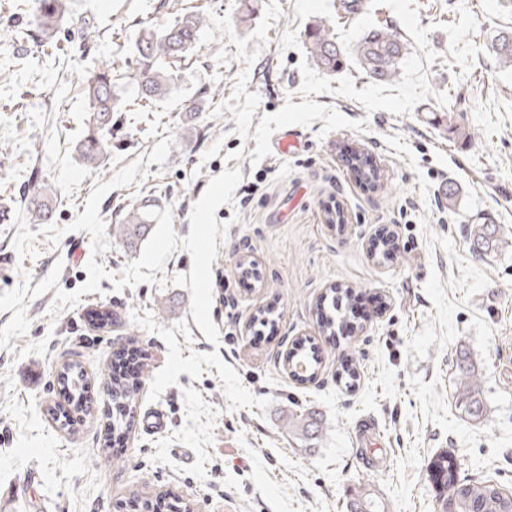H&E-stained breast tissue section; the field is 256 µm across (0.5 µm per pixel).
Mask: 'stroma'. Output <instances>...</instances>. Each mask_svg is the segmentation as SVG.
I'll return each instance as SVG.
<instances>
[{"label": "stroma", "mask_w": 512, "mask_h": 512, "mask_svg": "<svg viewBox=\"0 0 512 512\" xmlns=\"http://www.w3.org/2000/svg\"><path fill=\"white\" fill-rule=\"evenodd\" d=\"M63 2L47 40L38 0H0V487L18 491L11 512H131L161 492L192 512H349L360 496L366 512H438L429 468L442 452L461 474L484 472L512 492V68L488 50L512 11L500 0H363L352 13L342 0H251L249 13L244 0H186L207 24L177 65L179 89L135 112L136 33L169 25L170 9ZM317 22L343 49L374 27L399 31L409 53L397 78L373 80L350 57L336 74L318 71L306 40ZM88 28L99 39L86 49ZM103 58L122 78L107 161L93 170L75 145L89 118L81 82ZM286 130L297 144L284 152ZM353 152L374 158L379 185L357 177ZM235 168L265 181L249 205L215 213L230 228L212 264L214 344L192 319L189 289H116L139 254L112 228L151 199L188 236L194 202ZM32 179L52 192L49 223L29 219ZM336 208L341 222L328 223ZM477 224L494 227L498 249L473 253ZM386 227L401 244L390 260L373 252ZM245 260L255 284L241 279ZM335 286L383 302L341 339L317 319ZM269 305L279 320L256 335L253 316ZM135 312L167 328L186 322L182 357L218 352L269 408L229 410L213 367L149 400L167 346ZM301 341L320 356L307 383L284 362ZM131 344L147 366L116 467L101 451L112 419L101 366ZM461 351L486 405L477 421L460 405ZM70 360L87 374L93 410L63 428L51 410ZM345 360L359 372L351 389L336 378ZM363 420L374 425L365 439Z\"/></svg>", "instance_id": "1"}]
</instances>
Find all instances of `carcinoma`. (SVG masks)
Masks as SVG:
<instances>
[{
    "label": "carcinoma",
    "mask_w": 512,
    "mask_h": 512,
    "mask_svg": "<svg viewBox=\"0 0 512 512\" xmlns=\"http://www.w3.org/2000/svg\"><path fill=\"white\" fill-rule=\"evenodd\" d=\"M63 0H39L37 25L44 34L56 31L64 20ZM206 23L204 13L194 6L177 10L173 22L163 29L151 26L139 28L134 41L136 55L135 77L141 88L137 98V110L147 111V106L158 98L172 95L176 89L177 75L171 64L187 57L196 47L201 30ZM309 56L318 70L332 74L343 67L344 52L336 42L333 29L323 23H317L307 35ZM488 49L499 64L512 67V30H504L492 40ZM407 51V42L392 28H375L367 32L350 49L351 54L369 77L377 81H389L397 77L399 65ZM116 71L112 63L105 62L83 80V94L90 112L89 126L79 140L76 151L80 160L87 166L99 168L105 164L108 153V140L104 132L112 130V113L118 105L115 87ZM33 207L29 210L35 224H46L53 216L50 198L42 193L43 186L37 182L31 184ZM155 209V202L143 200L132 205L124 214L122 223L113 226V236L130 248L145 241L153 229L154 220L145 212ZM473 241L484 251L498 245L495 233L487 225L480 224L474 230ZM351 288H336L332 291L330 304L321 309L319 317L321 328L333 331L336 328V314L350 308ZM293 366L304 363L305 370L294 374L310 380L316 376L318 359L303 348L295 347L289 352ZM472 363L465 355L456 359V369L462 385V404L465 413L479 418L485 412V404L478 389L467 384ZM84 371L71 362L65 364L57 375V384L61 393L74 409L89 411L91 400L82 396ZM142 384L138 373L129 375L112 374L108 393L119 412L112 418V433L125 432L129 426L130 414L127 409L133 407ZM456 467L454 458L442 453L431 466L432 477L439 491V502L445 504L448 495V467ZM459 512H512V498L501 494L498 484L490 479L478 477L460 478L456 488Z\"/></svg>",
    "instance_id": "carcinoma-1"
}]
</instances>
